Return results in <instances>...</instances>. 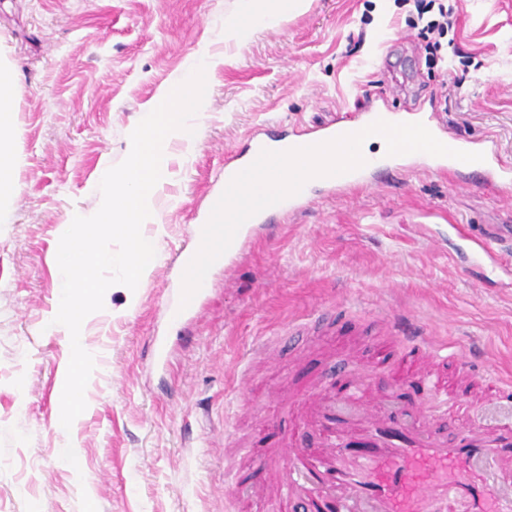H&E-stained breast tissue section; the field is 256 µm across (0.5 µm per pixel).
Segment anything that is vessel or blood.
<instances>
[{"label":"vessel or blood","instance_id":"1","mask_svg":"<svg viewBox=\"0 0 512 512\" xmlns=\"http://www.w3.org/2000/svg\"><path fill=\"white\" fill-rule=\"evenodd\" d=\"M389 118V113L371 106L353 125L334 119L304 134L255 132L244 151L225 158L224 177L232 179L237 168L253 163L261 151L322 143ZM421 121L445 145L484 156L469 164L435 157L432 169L466 170L489 181L512 182V165L501 160L495 145L447 133L430 114ZM401 162L398 155L370 156L363 167L322 178L321 183L335 194L378 169L399 170ZM265 218L261 211L248 220L225 266H232ZM405 356L437 360L441 352L430 337L418 333L412 335ZM372 376L369 368L340 364L320 377L304 422L316 434L317 447H300L291 440L265 461L277 476L275 496L282 512H441L450 500L461 503L463 512H512V422L496 417L497 412L512 411L511 386L487 397L491 418L467 420L451 444L437 431L436 409H465V394L445 399L444 382L432 372L421 380L432 401L417 402L409 392L408 377L398 370L391 374L388 390L367 401L363 394Z\"/></svg>","mask_w":512,"mask_h":512}]
</instances>
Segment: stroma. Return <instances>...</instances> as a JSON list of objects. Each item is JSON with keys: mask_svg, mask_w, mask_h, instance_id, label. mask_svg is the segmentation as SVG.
<instances>
[{"mask_svg": "<svg viewBox=\"0 0 512 512\" xmlns=\"http://www.w3.org/2000/svg\"><path fill=\"white\" fill-rule=\"evenodd\" d=\"M456 22L429 65L414 0H311L239 44L237 0H0V55L18 71L20 194L0 214V512H279L257 488L225 499L226 467L254 470L288 435L279 415L347 354L385 387L399 322L446 342L447 390L481 401L512 381V255L481 258L486 229L512 225V189L475 174H373L264 225L231 271L210 270L200 314L169 324L193 219L223 190L226 155L258 130L305 133L435 106L450 132L493 140L512 163V0H442ZM220 59L194 148L172 143L155 196L159 260L132 293L109 290L83 328L95 359L87 407L60 422L70 335L46 331L62 291L59 236L101 204L143 112L202 55ZM341 314L333 336L289 328ZM170 338L155 368L151 338ZM279 340L278 358H256Z\"/></svg>", "mask_w": 512, "mask_h": 512, "instance_id": "35a3bbf8", "label": "stroma"}]
</instances>
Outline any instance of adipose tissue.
I'll list each match as a JSON object with an SVG mask.
<instances>
[{
  "label": "adipose tissue",
  "mask_w": 512,
  "mask_h": 512,
  "mask_svg": "<svg viewBox=\"0 0 512 512\" xmlns=\"http://www.w3.org/2000/svg\"><path fill=\"white\" fill-rule=\"evenodd\" d=\"M308 0H239L229 27L239 41H246L260 30L306 11ZM17 75L0 57V206L10 204L19 192L12 159L19 141L14 112Z\"/></svg>",
  "instance_id": "adipose-tissue-1"
}]
</instances>
